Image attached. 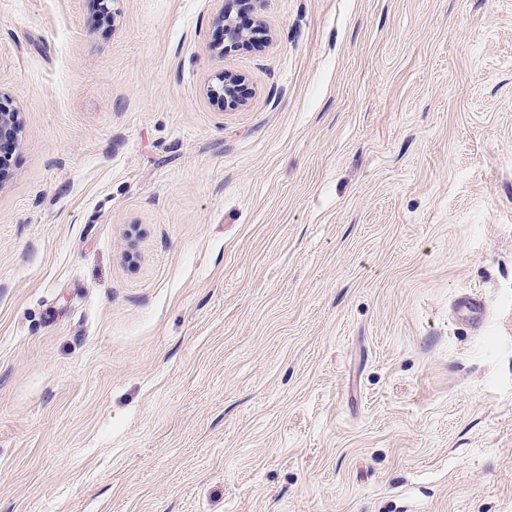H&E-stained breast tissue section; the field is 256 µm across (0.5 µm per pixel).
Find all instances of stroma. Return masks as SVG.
Instances as JSON below:
<instances>
[{
	"mask_svg": "<svg viewBox=\"0 0 512 512\" xmlns=\"http://www.w3.org/2000/svg\"><path fill=\"white\" fill-rule=\"evenodd\" d=\"M98 9L0 0V512H512V0Z\"/></svg>",
	"mask_w": 512,
	"mask_h": 512,
	"instance_id": "stroma-1",
	"label": "stroma"
}]
</instances>
